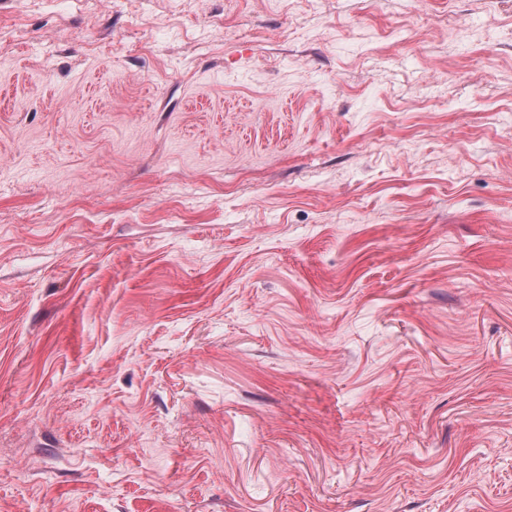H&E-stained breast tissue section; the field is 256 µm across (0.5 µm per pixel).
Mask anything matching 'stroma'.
<instances>
[{"label": "stroma", "mask_w": 512, "mask_h": 512, "mask_svg": "<svg viewBox=\"0 0 512 512\" xmlns=\"http://www.w3.org/2000/svg\"><path fill=\"white\" fill-rule=\"evenodd\" d=\"M0 31V512H512V0Z\"/></svg>", "instance_id": "stroma-1"}]
</instances>
